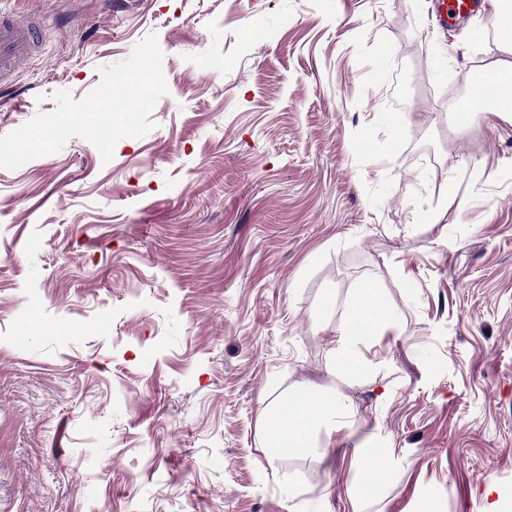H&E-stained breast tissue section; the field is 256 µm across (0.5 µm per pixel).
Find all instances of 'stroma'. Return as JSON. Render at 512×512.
Masks as SVG:
<instances>
[{
    "instance_id": "35a3bbf8",
    "label": "stroma",
    "mask_w": 512,
    "mask_h": 512,
    "mask_svg": "<svg viewBox=\"0 0 512 512\" xmlns=\"http://www.w3.org/2000/svg\"><path fill=\"white\" fill-rule=\"evenodd\" d=\"M438 0H0L43 38L0 136L147 35L167 95L110 162L0 168V512H488L512 502V118L455 112L511 61ZM399 329L339 372L358 288ZM353 405L325 463L260 421ZM389 451L375 479L360 443Z\"/></svg>"
}]
</instances>
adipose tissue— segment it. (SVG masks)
<instances>
[{"instance_id":"obj_1","label":"adipose tissue","mask_w":512,"mask_h":512,"mask_svg":"<svg viewBox=\"0 0 512 512\" xmlns=\"http://www.w3.org/2000/svg\"><path fill=\"white\" fill-rule=\"evenodd\" d=\"M397 328L379 288L370 284L360 288L342 320L337 369L350 377L360 376L366 367L360 345ZM350 416L351 405L345 399L301 391L291 399L288 411L272 410L264 418L269 462L290 453L311 455L320 437L342 431Z\"/></svg>"}]
</instances>
